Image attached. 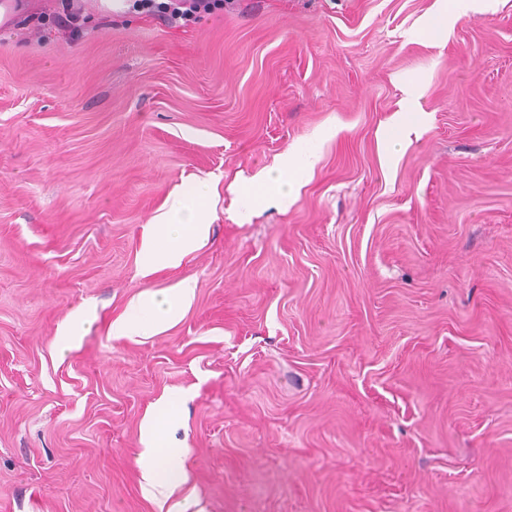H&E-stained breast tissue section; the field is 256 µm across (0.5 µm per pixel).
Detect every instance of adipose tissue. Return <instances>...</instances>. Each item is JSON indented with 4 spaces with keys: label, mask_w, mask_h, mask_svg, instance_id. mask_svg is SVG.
Here are the masks:
<instances>
[{
    "label": "adipose tissue",
    "mask_w": 512,
    "mask_h": 512,
    "mask_svg": "<svg viewBox=\"0 0 512 512\" xmlns=\"http://www.w3.org/2000/svg\"><path fill=\"white\" fill-rule=\"evenodd\" d=\"M315 157L313 144L296 146L284 156L279 173L259 181L258 187L263 196L290 192ZM210 198L211 188L208 184H187L165 212L151 219V235L140 257L142 277L180 266L208 240L212 223ZM193 293L192 286L187 284L162 292L141 293L130 302L126 312L113 322L111 332L116 336H146L175 323L190 305ZM181 403L182 397L178 394L161 397L151 406L141 425L146 474L151 481L172 489L180 487L185 476L174 465L176 453L168 444L166 427L178 418Z\"/></svg>",
    "instance_id": "ef3b65f1"
}]
</instances>
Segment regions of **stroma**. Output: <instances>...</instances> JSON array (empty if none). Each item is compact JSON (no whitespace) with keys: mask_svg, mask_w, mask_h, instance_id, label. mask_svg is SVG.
<instances>
[{"mask_svg":"<svg viewBox=\"0 0 512 512\" xmlns=\"http://www.w3.org/2000/svg\"><path fill=\"white\" fill-rule=\"evenodd\" d=\"M43 2L0 29V512H512V0H462L440 37L443 0L74 33ZM412 85L426 121L393 154ZM311 138L294 193L240 221ZM212 179L207 243L142 279L149 218ZM183 281L179 322L110 335ZM173 390L165 499L140 425Z\"/></svg>","mask_w":512,"mask_h":512,"instance_id":"35a3bbf8","label":"stroma"}]
</instances>
